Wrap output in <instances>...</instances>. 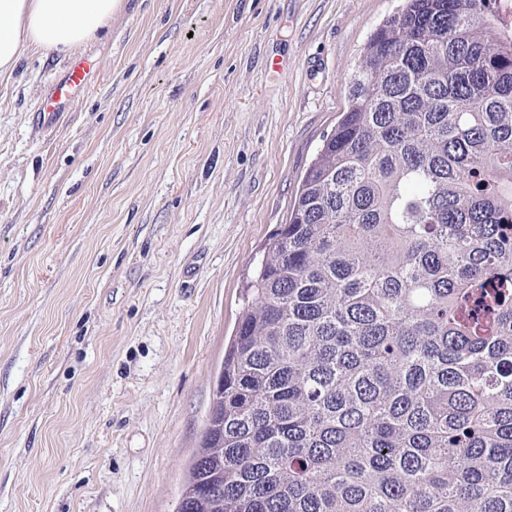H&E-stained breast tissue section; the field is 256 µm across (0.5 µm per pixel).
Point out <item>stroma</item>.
<instances>
[{
    "instance_id": "35a3bbf8",
    "label": "stroma",
    "mask_w": 512,
    "mask_h": 512,
    "mask_svg": "<svg viewBox=\"0 0 512 512\" xmlns=\"http://www.w3.org/2000/svg\"><path fill=\"white\" fill-rule=\"evenodd\" d=\"M398 4L124 0L49 136L66 57L0 78V512H176L259 252ZM95 79L93 65L87 58L76 57L67 67L65 75L58 80L52 92L39 101L32 114L33 127L39 131H52L65 114V108L80 91L89 89Z\"/></svg>"
}]
</instances>
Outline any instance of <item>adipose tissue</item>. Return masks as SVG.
I'll list each match as a JSON object with an SVG mask.
<instances>
[{"label":"adipose tissue","mask_w":512,"mask_h":512,"mask_svg":"<svg viewBox=\"0 0 512 512\" xmlns=\"http://www.w3.org/2000/svg\"><path fill=\"white\" fill-rule=\"evenodd\" d=\"M123 0H0V75L26 49L68 55L105 31Z\"/></svg>","instance_id":"ef3b65f1"}]
</instances>
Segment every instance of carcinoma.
I'll return each instance as SVG.
<instances>
[{
    "label": "carcinoma",
    "mask_w": 512,
    "mask_h": 512,
    "mask_svg": "<svg viewBox=\"0 0 512 512\" xmlns=\"http://www.w3.org/2000/svg\"><path fill=\"white\" fill-rule=\"evenodd\" d=\"M405 0L264 247L177 512H512V39Z\"/></svg>",
    "instance_id": "cac0c4a2"
}]
</instances>
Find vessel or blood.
Returning a JSON list of instances; mask_svg holds the SVG:
<instances>
[{
  "label": "vessel or blood",
  "mask_w": 512,
  "mask_h": 512,
  "mask_svg": "<svg viewBox=\"0 0 512 512\" xmlns=\"http://www.w3.org/2000/svg\"><path fill=\"white\" fill-rule=\"evenodd\" d=\"M95 79V71L87 58H74L65 75L58 80L44 100L39 101L33 114V126L43 132L52 131L65 114V109L73 96L89 89Z\"/></svg>",
  "instance_id": "1"
}]
</instances>
